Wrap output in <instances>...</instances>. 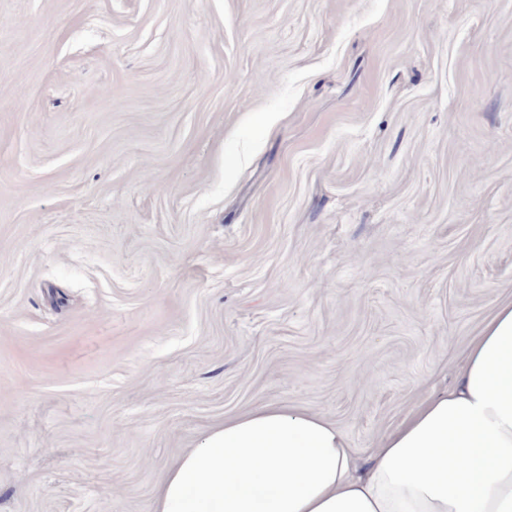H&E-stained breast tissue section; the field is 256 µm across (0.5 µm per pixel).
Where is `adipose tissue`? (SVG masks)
Wrapping results in <instances>:
<instances>
[{"label":"adipose tissue","mask_w":512,"mask_h":512,"mask_svg":"<svg viewBox=\"0 0 512 512\" xmlns=\"http://www.w3.org/2000/svg\"><path fill=\"white\" fill-rule=\"evenodd\" d=\"M154 512H512V303L367 462L321 416L266 405L183 454Z\"/></svg>","instance_id":"1"}]
</instances>
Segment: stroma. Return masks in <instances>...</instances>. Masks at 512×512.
I'll return each mask as SVG.
<instances>
[{"label":"stroma","instance_id":"stroma-1","mask_svg":"<svg viewBox=\"0 0 512 512\" xmlns=\"http://www.w3.org/2000/svg\"><path fill=\"white\" fill-rule=\"evenodd\" d=\"M509 303L512 0H0V512L264 404L368 459Z\"/></svg>","mask_w":512,"mask_h":512}]
</instances>
